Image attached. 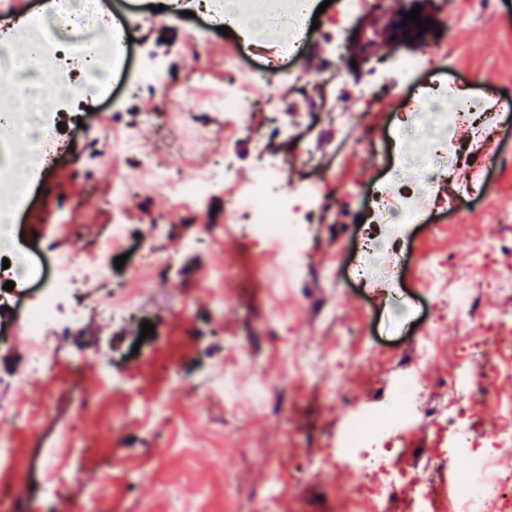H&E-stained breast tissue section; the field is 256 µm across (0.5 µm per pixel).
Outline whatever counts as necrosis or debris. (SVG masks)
<instances>
[{
    "instance_id": "1",
    "label": "necrosis or debris",
    "mask_w": 512,
    "mask_h": 512,
    "mask_svg": "<svg viewBox=\"0 0 512 512\" xmlns=\"http://www.w3.org/2000/svg\"><path fill=\"white\" fill-rule=\"evenodd\" d=\"M44 15L19 16L9 30L0 29V76L18 81L16 93L0 97V283L13 282L7 297L26 300V331L30 340L29 370L45 374L50 359L51 339L76 330L82 321L73 311L68 321H60L59 308L70 295L74 283L104 280L112 254L123 249L126 226L122 219L134 201L138 185L135 170L123 173L107 204L116 221L97 255L86 262L62 252L44 257L23 236L19 221L33 202L42 175L70 154L74 140L61 134L51 121L52 112L69 101L75 83H82L83 106L100 109L103 95L113 85H127L130 27L107 12L106 0H47ZM190 11L205 25L227 20L230 28L260 22L262 30L246 46L236 47L224 59V79L214 83L209 68L197 70L189 85L193 104L178 100L166 115L168 125L177 128L176 144L194 158L191 177L159 167L156 159L144 158L153 168L160 187L173 199L182 201L221 190L229 183V171L220 168L216 153L209 149L213 134L191 116V108L225 113L236 129L253 132L256 142H264L266 131L256 129L257 113L277 111L271 94L275 77L288 62L306 50L315 12L311 0H166L163 16L178 17ZM24 40L32 49L31 61L14 56V44ZM256 57L261 65L258 78L244 85L236 74L245 56ZM435 50L426 49L405 60L399 70L402 81L410 82L408 93L396 95L393 110L397 117L395 141L401 149L400 167L384 180L375 182L366 196L361 252L353 273L365 287L385 289L404 252L400 225L419 221L425 209L445 210L448 200L438 197L439 183L459 174L457 158L448 148V138L458 128L472 127L476 135L484 130L476 119L482 100L462 93L456 82L440 76L435 68ZM420 71L429 80L412 83ZM111 146L106 154L94 155L97 163L123 161L138 152L135 134L122 113H104L97 128ZM428 145L426 162H419L418 141ZM256 177L228 199V216L237 224H247L255 245L273 247L279 270L296 273L307 253L305 224L323 196L310 183L289 194L278 187L281 163L274 157H258ZM264 206H256V199ZM492 343L473 336L460 340L458 372L448 385V398L435 410L423 402L424 386L411 374L399 373L393 393L384 406H368L355 411L346 421L335 447L314 453L305 465L317 474L344 468L354 473L356 491L372 512H389L403 487L415 497L413 512H446L448 500H455L457 512H512V474L492 471L490 464L499 455L512 452V426L489 434L477 433L470 401L485 392L481 380L488 346L512 349V316L492 319ZM427 420L434 427L438 445L431 463L412 462L409 467L393 466L400 454L407 429ZM73 439L61 432L45 459L41 501L31 503L29 512H42L43 502L55 499L62 477L59 462L71 452ZM470 457L471 467L443 493L435 478L443 474L454 453Z\"/></svg>"
}]
</instances>
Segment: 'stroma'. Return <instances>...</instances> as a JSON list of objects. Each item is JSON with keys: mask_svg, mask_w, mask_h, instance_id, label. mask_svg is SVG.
Segmentation results:
<instances>
[{"mask_svg": "<svg viewBox=\"0 0 512 512\" xmlns=\"http://www.w3.org/2000/svg\"><path fill=\"white\" fill-rule=\"evenodd\" d=\"M430 20L428 31H408L397 37L392 29L413 8ZM196 17H175L141 23L133 32V70L161 69L182 82L199 67L211 66L223 78L219 58L186 45L188 30L201 26ZM362 33L372 39L366 53H352L350 64L336 69L322 31H315L307 52L291 61L301 72L299 87L274 86L285 95L281 121L290 130L269 136L268 152L283 162L285 191L314 182L328 202L309 226L310 249L300 282L279 274L271 252L252 246L249 228L227 220L226 194L217 192L191 204L181 221L157 238L152 226L170 197L155 174L138 173L137 207L126 219L127 238L122 268H109L106 280L76 285L72 302L85 308L81 327L59 337L56 380L34 377L28 368L29 338L23 327L25 309L9 305L8 321L0 327V405L20 408L30 423H0V440L16 448V464L0 473V494L13 512H28L38 496L46 452L57 434L70 432L75 448L61 465V496L46 512H169L167 492L175 490L186 512H255L269 466L281 469L303 460L307 449L327 447L352 407L379 398L383 381L393 380L421 332H439L438 347L421 364L425 403L446 395L443 387L457 368L459 341L484 335V326L499 312L512 310V295L497 288L500 275L512 268V113H501L500 128L491 137L497 163L491 186L465 197L461 211H435L426 222L404 228L409 248L402 286L392 307L375 302L347 276L362 196L382 175L395 122L383 85L370 88L377 97L367 107L354 88L368 59L408 57L435 49L445 76L480 94L487 105L496 98L512 99V4L504 0H382L380 7L350 21L344 35ZM349 92L336 107L349 119L347 131L336 132L317 106L327 88L338 82ZM105 102L106 111L123 112L143 154L160 155L170 171L186 173L183 154L173 148L172 131L163 119L140 122L147 108L162 111L160 97L142 95L124 102L123 91ZM254 137L233 131L226 144L236 187L253 178ZM73 175L74 189L58 191L57 215H79L70 237L56 234L50 224H24L23 232L36 246L76 251L78 258L94 254L107 237L112 212L105 203L89 208L86 194L105 181L104 165L72 158L63 161ZM163 262L148 280L136 271L147 257ZM440 264L448 284L475 272L480 284L478 308L438 320L430 293L418 278L429 265ZM340 275L332 288L325 271ZM130 291L137 308L126 318L109 315L112 293ZM223 316H216V305ZM150 322L154 332L142 335ZM240 342L254 360L243 380L264 377L284 391L273 411L255 416L248 395H240L233 413L223 397L212 394L206 378ZM374 345L366 359L365 345ZM347 353L342 366L328 354L336 346ZM317 360L303 372L296 360L304 352ZM128 377L127 390L108 392L104 372ZM485 382L493 399L475 396L471 410L479 433L508 423L512 416V352L489 349ZM341 386L333 394L332 386ZM161 411H154V403ZM139 414H130V406ZM355 478L338 468L309 474L288 484L279 512H366L355 492Z\"/></svg>", "mask_w": 512, "mask_h": 512, "instance_id": "35a3bbf8", "label": "stroma"}]
</instances>
